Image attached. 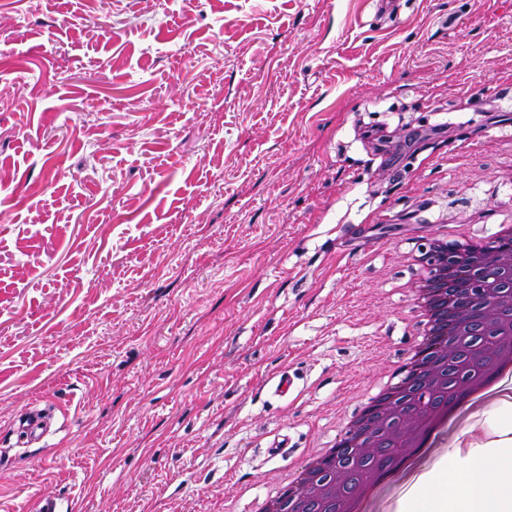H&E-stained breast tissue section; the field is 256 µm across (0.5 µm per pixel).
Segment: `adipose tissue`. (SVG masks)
<instances>
[{
	"label": "adipose tissue",
	"instance_id": "ef3b65f1",
	"mask_svg": "<svg viewBox=\"0 0 512 512\" xmlns=\"http://www.w3.org/2000/svg\"><path fill=\"white\" fill-rule=\"evenodd\" d=\"M403 483L412 485L413 494L403 512H422L421 501L430 482H437L446 512H512V448L490 453L470 449L452 467L433 477L423 461L413 462L404 472Z\"/></svg>",
	"mask_w": 512,
	"mask_h": 512
}]
</instances>
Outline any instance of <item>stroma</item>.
Returning a JSON list of instances; mask_svg holds the SVG:
<instances>
[{"mask_svg":"<svg viewBox=\"0 0 512 512\" xmlns=\"http://www.w3.org/2000/svg\"><path fill=\"white\" fill-rule=\"evenodd\" d=\"M397 3L0 0V512H247L402 357L512 202V0ZM57 408L53 404L32 406L19 420L18 429L29 442L41 443L53 432Z\"/></svg>","mask_w":512,"mask_h":512,"instance_id":"obj_1","label":"stroma"}]
</instances>
